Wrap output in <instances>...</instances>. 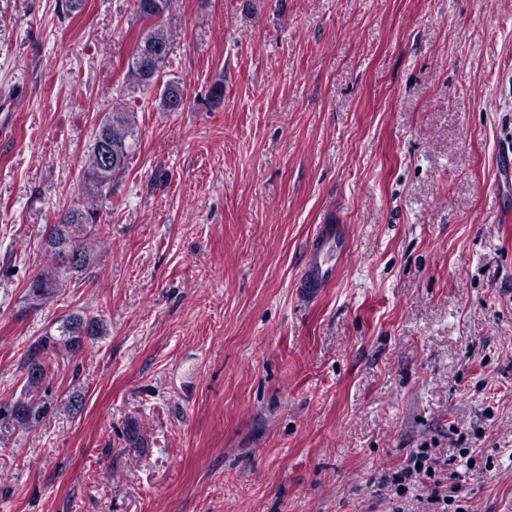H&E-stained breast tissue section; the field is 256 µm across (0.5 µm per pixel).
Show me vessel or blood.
<instances>
[{"label":"vessel or blood","instance_id":"vessel-or-blood-1","mask_svg":"<svg viewBox=\"0 0 512 512\" xmlns=\"http://www.w3.org/2000/svg\"><path fill=\"white\" fill-rule=\"evenodd\" d=\"M348 246L346 225L330 221L317 226L300 280L305 295L317 296L335 282L340 263L348 255Z\"/></svg>","mask_w":512,"mask_h":512}]
</instances>
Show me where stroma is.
Wrapping results in <instances>:
<instances>
[{
	"mask_svg": "<svg viewBox=\"0 0 512 512\" xmlns=\"http://www.w3.org/2000/svg\"><path fill=\"white\" fill-rule=\"evenodd\" d=\"M166 24L144 90L132 0H0V401L63 319L107 325L0 440V512H426L428 484L391 485L421 450L467 512H512V0H174ZM118 105L94 259L30 308ZM328 218L350 253L310 303Z\"/></svg>",
	"mask_w": 512,
	"mask_h": 512,
	"instance_id": "1",
	"label": "stroma"
}]
</instances>
